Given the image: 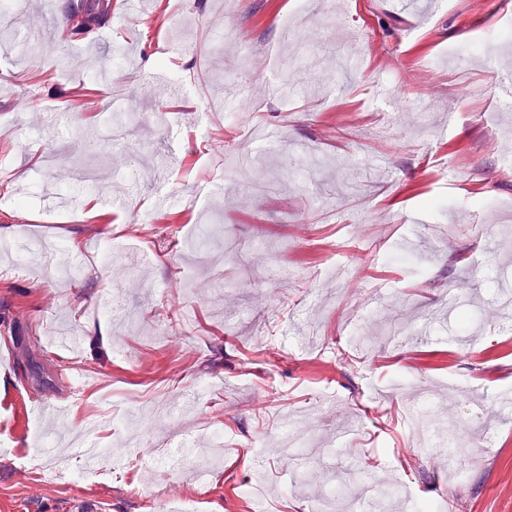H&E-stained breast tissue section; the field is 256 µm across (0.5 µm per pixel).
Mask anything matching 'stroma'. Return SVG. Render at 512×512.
Wrapping results in <instances>:
<instances>
[{
	"mask_svg": "<svg viewBox=\"0 0 512 512\" xmlns=\"http://www.w3.org/2000/svg\"><path fill=\"white\" fill-rule=\"evenodd\" d=\"M37 2L0 21V353L15 365L0 367V512L76 496L97 512H314L361 473L397 488L389 512H512V409L496 405L512 326L485 318L512 280V245L488 231L512 220V102L489 77L512 59L497 39L512 0L408 15L395 0H112L90 39L63 35L67 0L45 21ZM288 23L304 37L284 40ZM356 46L331 89L325 64ZM273 66L294 73L289 98L264 97ZM241 195L249 207H228ZM366 210L383 222L359 223ZM356 252L366 273L338 278ZM62 325L80 350L55 341ZM76 375L72 438L122 453L64 487L41 477L63 450L42 447L55 425L31 407ZM475 397L490 420L468 423ZM465 423L481 451L458 448L456 472L419 457ZM290 431L300 472L276 454ZM181 439L196 468L160 462Z\"/></svg>",
	"mask_w": 512,
	"mask_h": 512,
	"instance_id": "1",
	"label": "stroma"
}]
</instances>
